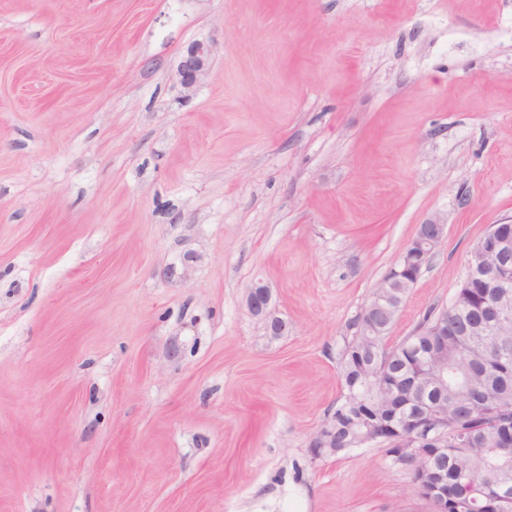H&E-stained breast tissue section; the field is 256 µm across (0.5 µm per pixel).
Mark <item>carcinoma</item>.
<instances>
[{"label":"carcinoma","instance_id":"carcinoma-1","mask_svg":"<svg viewBox=\"0 0 512 512\" xmlns=\"http://www.w3.org/2000/svg\"><path fill=\"white\" fill-rule=\"evenodd\" d=\"M420 276L417 268L391 284L402 302ZM501 289L465 282L444 307H432L415 329L387 344L390 329L370 328L353 335L340 355L346 393L326 422L336 420V454L361 446L364 423L385 418L383 403H402L388 389L373 403L374 389L403 377L412 385V404L405 413L420 415L443 405L448 428L447 451L417 453L393 463L415 476L421 469H448V495L459 512H484L488 500L501 501L512 512V321L493 318ZM448 311V335H427L433 313Z\"/></svg>","mask_w":512,"mask_h":512}]
</instances>
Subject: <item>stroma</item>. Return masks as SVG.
Here are the masks:
<instances>
[{
    "instance_id": "1",
    "label": "stroma",
    "mask_w": 512,
    "mask_h": 512,
    "mask_svg": "<svg viewBox=\"0 0 512 512\" xmlns=\"http://www.w3.org/2000/svg\"><path fill=\"white\" fill-rule=\"evenodd\" d=\"M432 221L395 341L512 224V0H0V512H430L309 443ZM211 56V47L202 42L193 43L187 48L179 68V75L185 89L193 90L207 76ZM247 307L250 313L262 324L268 336H282L287 330V323L272 310L271 291L261 282L253 283L247 290Z\"/></svg>"
}]
</instances>
